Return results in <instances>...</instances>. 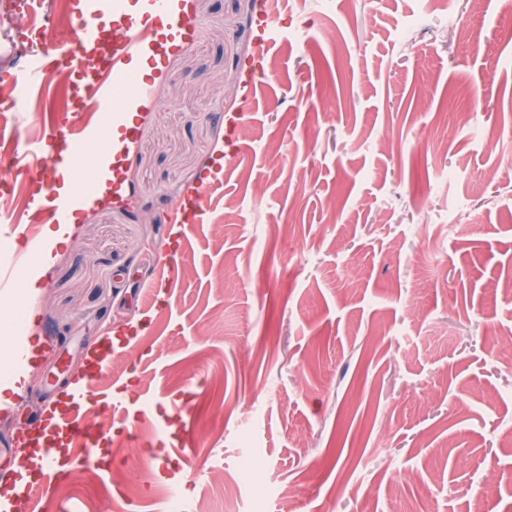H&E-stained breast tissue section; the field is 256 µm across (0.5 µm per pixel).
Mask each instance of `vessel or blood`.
I'll return each instance as SVG.
<instances>
[{
  "label": "vessel or blood",
  "instance_id": "vessel-or-blood-1",
  "mask_svg": "<svg viewBox=\"0 0 512 512\" xmlns=\"http://www.w3.org/2000/svg\"><path fill=\"white\" fill-rule=\"evenodd\" d=\"M274 0H260L255 38L266 44L274 32ZM72 14L80 35L67 45L56 46L70 71L68 94L69 113L54 118L45 140L32 144L28 153L32 162L45 166L54 154L66 152L73 159H81L86 149L95 143L99 123L97 113H112V171L96 172L92 187H106L113 199L126 195L124 167L128 157V143L135 136V128L125 121L131 100L117 101L116 83L133 76V66L145 59H160L173 49H185L191 44L194 22L178 0H73ZM112 22V39L103 41L100 30L104 20ZM30 54L25 76L35 79L44 67L41 52L42 36L30 31L27 37ZM86 203L83 192L60 194L53 186H46L37 197L31 198L26 220L31 224H67ZM49 243L39 235L33 236L25 250L10 253L0 261V293H10L17 285L16 273L32 267L36 256L44 254ZM51 418L26 422L17 443L29 448L37 443L46 429L52 428Z\"/></svg>",
  "mask_w": 512,
  "mask_h": 512
}]
</instances>
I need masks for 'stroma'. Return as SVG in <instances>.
I'll list each match as a JSON object with an SVG mask.
<instances>
[{"mask_svg": "<svg viewBox=\"0 0 512 512\" xmlns=\"http://www.w3.org/2000/svg\"><path fill=\"white\" fill-rule=\"evenodd\" d=\"M17 2L0 85L29 53ZM32 10L45 48L72 39L71 0ZM188 12L193 46L140 66L128 201L90 202L38 292L0 296V324L20 312L26 343H61L0 404V472L18 407L49 414L85 343L120 333L81 410L99 451L71 441L48 512H235L245 460L270 475L254 497L286 490L290 512H512V353L490 355L512 336V0H285L264 45L256 0ZM66 84L50 60L0 102L9 249L29 229L17 171ZM194 191L200 223L170 234ZM118 382L123 408L104 402Z\"/></svg>", "mask_w": 512, "mask_h": 512, "instance_id": "35a3bbf8", "label": "stroma"}]
</instances>
